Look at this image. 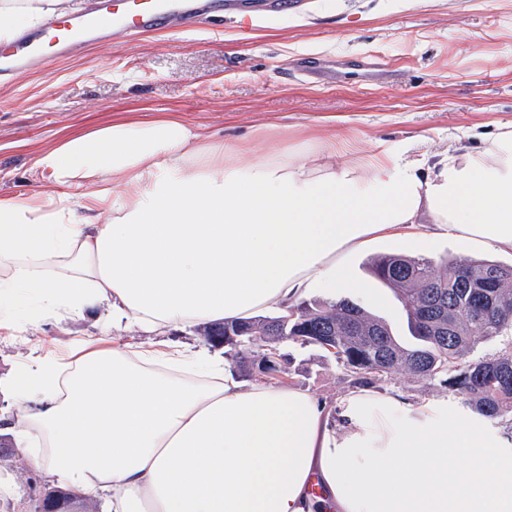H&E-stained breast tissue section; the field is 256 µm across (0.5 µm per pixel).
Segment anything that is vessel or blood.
Instances as JSON below:
<instances>
[{
    "label": "vessel or blood",
    "instance_id": "obj_1",
    "mask_svg": "<svg viewBox=\"0 0 512 512\" xmlns=\"http://www.w3.org/2000/svg\"><path fill=\"white\" fill-rule=\"evenodd\" d=\"M220 14L248 18L252 4L250 0H89L78 15L51 19L40 32L23 33L0 44V73L28 70L44 63L48 55L75 52L130 29L183 27Z\"/></svg>",
    "mask_w": 512,
    "mask_h": 512
}]
</instances>
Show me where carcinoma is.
<instances>
[{"mask_svg": "<svg viewBox=\"0 0 512 512\" xmlns=\"http://www.w3.org/2000/svg\"><path fill=\"white\" fill-rule=\"evenodd\" d=\"M372 276L396 290L415 342L402 343L391 327L346 299L204 326L207 341L223 336L227 354L246 364L286 361L279 345L315 346L370 386L405 371L438 382L490 420L512 417V354L473 359L482 342L512 328V265L489 258L438 261L396 251L368 261ZM44 504L68 512L85 498L66 488L43 494Z\"/></svg>", "mask_w": 512, "mask_h": 512, "instance_id": "obj_1", "label": "carcinoma"}]
</instances>
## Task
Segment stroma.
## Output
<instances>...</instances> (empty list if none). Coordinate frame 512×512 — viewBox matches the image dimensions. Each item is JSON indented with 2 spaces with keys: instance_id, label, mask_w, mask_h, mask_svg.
Listing matches in <instances>:
<instances>
[{
  "instance_id": "obj_1",
  "label": "stroma",
  "mask_w": 512,
  "mask_h": 512,
  "mask_svg": "<svg viewBox=\"0 0 512 512\" xmlns=\"http://www.w3.org/2000/svg\"><path fill=\"white\" fill-rule=\"evenodd\" d=\"M249 23L208 19L182 28L123 33L80 54L0 76V196L46 190L37 156L75 134L173 116L256 153L292 152L307 136L348 140L358 154L401 144L410 159L437 155L465 131L512 122V0H295ZM464 255L445 236L375 239L344 257L351 287L338 291L409 341L396 292L372 277V254ZM93 320L49 319L0 335V375L23 365L33 343L64 346ZM288 383L327 401L353 388L352 373L319 350L286 344ZM411 402L459 396L396 374L377 392ZM0 480L15 500L0 512H33L47 487L27 453L10 448Z\"/></svg>"
}]
</instances>
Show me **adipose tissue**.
Wrapping results in <instances>:
<instances>
[{
    "label": "adipose tissue",
    "mask_w": 512,
    "mask_h": 512,
    "mask_svg": "<svg viewBox=\"0 0 512 512\" xmlns=\"http://www.w3.org/2000/svg\"><path fill=\"white\" fill-rule=\"evenodd\" d=\"M66 0H0V40ZM233 151L175 118L42 151L49 191L0 198V331L97 311L65 355L36 345L0 378L6 432L46 481L106 512H512V437L444 400L352 390L336 404L243 387L223 357L147 334L279 311L348 287L340 257L431 233L512 251V122L433 165L380 148L336 160Z\"/></svg>",
    "instance_id": "adipose-tissue-1"
}]
</instances>
